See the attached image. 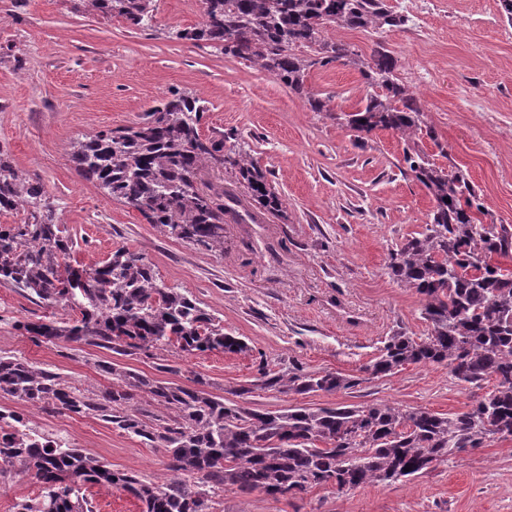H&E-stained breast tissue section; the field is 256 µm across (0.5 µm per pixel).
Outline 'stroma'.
Listing matches in <instances>:
<instances>
[{"label":"stroma","instance_id":"35a3bbf8","mask_svg":"<svg viewBox=\"0 0 512 512\" xmlns=\"http://www.w3.org/2000/svg\"><path fill=\"white\" fill-rule=\"evenodd\" d=\"M434 2L404 28L378 35L331 28L327 36L365 54L383 43L399 60V76L429 72L420 95L438 142L428 152L437 165L467 174L490 220L512 225V24L498 0ZM199 22L181 0H156L147 28L75 11L73 0H27L21 9L0 0V150L43 182L77 261H103L120 246L137 251L166 285L188 291L248 345L241 354L157 350L120 357V365L185 387L200 377L225 402L261 411L386 403L466 410L493 380L464 387L443 364H411L382 378L363 371L393 332H429L419 295L394 282L386 264L423 231L432 201L404 175L398 134L360 135L347 125L346 114L366 94L359 73L336 62L314 69L309 85L330 106L314 112L273 76L203 43L172 38L173 30ZM174 91L204 100L201 134L250 151L283 201L280 215L259 214L254 224L225 217L220 252L165 237L136 209L84 180L71 161L76 139L134 125ZM76 316L0 284V355L36 362L82 389L109 386L110 377L95 368L107 352L36 345L15 327ZM264 367L332 371L357 384L286 395L260 388ZM6 406L111 469L155 483L170 477L164 449L97 418L13 400ZM211 512H512V438L487 439L406 482L344 494L315 488L288 499L228 490L214 497Z\"/></svg>","mask_w":512,"mask_h":512}]
</instances>
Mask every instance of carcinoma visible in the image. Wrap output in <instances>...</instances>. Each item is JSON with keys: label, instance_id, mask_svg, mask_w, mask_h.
Here are the masks:
<instances>
[{"label": "carcinoma", "instance_id": "1", "mask_svg": "<svg viewBox=\"0 0 512 512\" xmlns=\"http://www.w3.org/2000/svg\"><path fill=\"white\" fill-rule=\"evenodd\" d=\"M74 9L120 17L141 27L153 20L154 0H75ZM204 19L175 33L242 59L303 93L314 67L340 62L357 70L367 89L348 114L358 132L392 130L403 140L404 174L434 202L425 230L389 256L387 274L420 295L431 331L418 341L402 331L387 337L363 368L389 376L408 364H446L457 382L493 389L467 410L440 414L389 404L259 411L227 404L201 388L151 380L102 361L112 377L99 392L82 390L61 374L13 355H0V396L47 411L93 416L163 448L173 476L156 484L108 467L59 439L42 438L25 418L0 411V478L31 476L38 496L15 512H94L86 486L107 485L142 505V512H210L213 495L231 488L270 496H297L316 487L339 493L420 476L448 457L512 437V225L484 221L480 195L461 172L439 166L423 138L440 146L419 94L403 83L398 59L381 42L362 54L328 40L329 28L380 34L405 27L409 15L389 0H202ZM204 100L175 91L137 126L89 133L72 144L80 174L104 195L139 211L165 236L207 251H224V216H238L224 185L200 188L214 168L235 174L249 197L269 213L282 201L254 157L225 148L224 139L199 133ZM23 211L19 224H0V284L31 300L70 306L64 322H20L36 344L66 343L119 356L174 347L187 354L248 351L224 332L181 288L165 285L138 252L119 247L104 261L73 266V242L63 235L43 183L18 170L0 152V213ZM262 388L282 394L349 389L358 380L336 372L262 371ZM143 400L135 401L137 393ZM411 471L406 472L404 468Z\"/></svg>", "mask_w": 512, "mask_h": 512}]
</instances>
